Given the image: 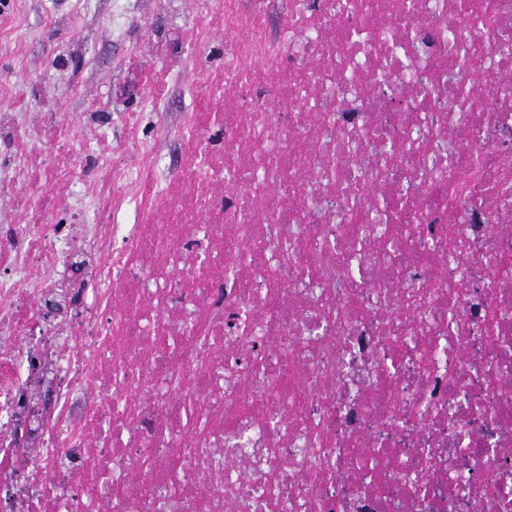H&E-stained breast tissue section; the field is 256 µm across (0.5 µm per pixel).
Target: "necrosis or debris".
Instances as JSON below:
<instances>
[{"instance_id":"4bbe7bcc","label":"necrosis or debris","mask_w":512,"mask_h":512,"mask_svg":"<svg viewBox=\"0 0 512 512\" xmlns=\"http://www.w3.org/2000/svg\"><path fill=\"white\" fill-rule=\"evenodd\" d=\"M190 11L224 69L176 177L138 124L129 160L47 167L0 111V185L28 183L0 226V512H512V53L477 38L512 41V0ZM74 186L93 223L56 222ZM379 195L415 261L354 283ZM258 346L276 391L238 367Z\"/></svg>"}]
</instances>
